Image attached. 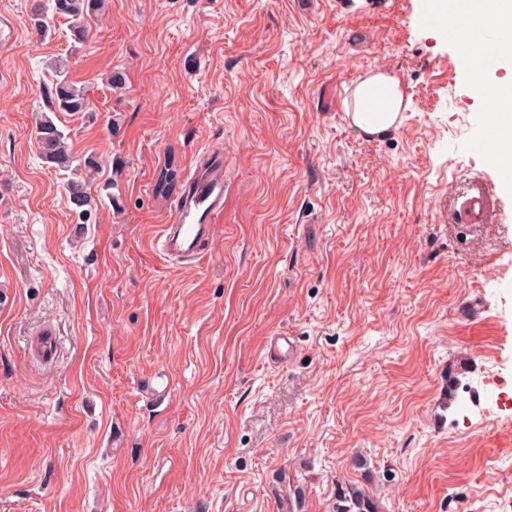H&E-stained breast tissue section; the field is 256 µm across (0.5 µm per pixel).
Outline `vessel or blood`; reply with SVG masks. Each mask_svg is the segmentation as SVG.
I'll return each mask as SVG.
<instances>
[{"label": "vessel or blood", "instance_id": "obj_1", "mask_svg": "<svg viewBox=\"0 0 512 512\" xmlns=\"http://www.w3.org/2000/svg\"><path fill=\"white\" fill-rule=\"evenodd\" d=\"M224 154L203 151L194 162L185 188L173 207V222L166 225L157 244L161 253L176 260H196L212 227L224 217ZM458 218L477 224L490 217L483 185L459 198Z\"/></svg>", "mask_w": 512, "mask_h": 512}]
</instances>
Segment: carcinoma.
Wrapping results in <instances>:
<instances>
[{"instance_id":"cac0c4a2","label":"carcinoma","mask_w":512,"mask_h":512,"mask_svg":"<svg viewBox=\"0 0 512 512\" xmlns=\"http://www.w3.org/2000/svg\"><path fill=\"white\" fill-rule=\"evenodd\" d=\"M104 0H54L55 13L71 19L73 35L84 40L88 32L84 27L85 19L100 11ZM55 79L49 89L48 110L51 112H91L85 90L74 84L62 67H54ZM36 140L42 158L55 167L71 171L72 177L66 183L70 202L74 205L79 219L86 221L97 202L89 187L99 169V162L92 156L85 158L78 166H72L68 136L60 130L51 117L44 116L37 125ZM178 177L174 160H169L159 171L156 180V192L168 193L170 186ZM335 512H382L378 503L355 485L339 490L336 497Z\"/></svg>"}]
</instances>
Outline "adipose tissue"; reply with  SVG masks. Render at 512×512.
I'll return each mask as SVG.
<instances>
[{"mask_svg":"<svg viewBox=\"0 0 512 512\" xmlns=\"http://www.w3.org/2000/svg\"><path fill=\"white\" fill-rule=\"evenodd\" d=\"M427 8L442 12L449 30L462 38L485 26L512 31V0H429ZM462 60L473 77L472 91L477 98L488 99L496 91L502 95L500 107L487 115L486 147L491 162L512 173V80L488 84L483 79L486 67L476 54L464 51ZM404 107L400 82L390 75L369 76L352 92V122L368 135H388Z\"/></svg>","mask_w":512,"mask_h":512,"instance_id":"1","label":"adipose tissue"}]
</instances>
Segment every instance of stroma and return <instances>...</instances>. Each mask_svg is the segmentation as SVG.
<instances>
[{
    "label": "stroma",
    "instance_id": "stroma-1",
    "mask_svg": "<svg viewBox=\"0 0 512 512\" xmlns=\"http://www.w3.org/2000/svg\"><path fill=\"white\" fill-rule=\"evenodd\" d=\"M424 12L105 0L79 43L51 0H0V512H334L349 483L383 512H504L512 186L462 46ZM60 60L92 116L48 113ZM374 71L408 103L381 139L346 109ZM45 114L122 210L80 222ZM207 148L232 194L202 259L173 263L155 242L183 187L156 177ZM476 180L496 214L458 223ZM273 336L294 358L266 357Z\"/></svg>",
    "mask_w": 512,
    "mask_h": 512
}]
</instances>
